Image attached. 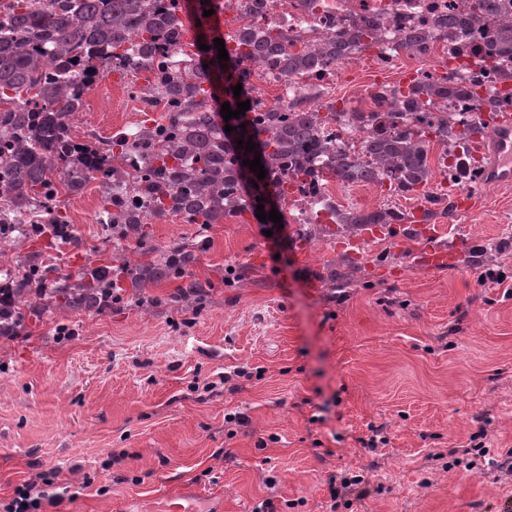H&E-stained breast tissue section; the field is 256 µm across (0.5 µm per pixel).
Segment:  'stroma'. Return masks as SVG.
Segmentation results:
<instances>
[{
	"instance_id": "obj_1",
	"label": "stroma",
	"mask_w": 512,
	"mask_h": 512,
	"mask_svg": "<svg viewBox=\"0 0 512 512\" xmlns=\"http://www.w3.org/2000/svg\"><path fill=\"white\" fill-rule=\"evenodd\" d=\"M442 62L406 55L383 70L364 52L329 97L365 111L372 93ZM161 115L103 76L70 132L102 146ZM448 180L435 170L432 222L463 244L457 267L413 265L422 240L409 230L354 257L333 224L287 223L270 239L247 214L207 226L177 216L145 225L143 247L178 240L197 262L142 297L123 241L98 221L99 183L60 194L51 208L69 242L49 229L16 237L0 246V271L20 256L52 281L108 266L122 300L102 313L28 309L18 336L0 337V501L51 467L64 496L42 512H160L183 491L214 512L267 498L275 512H512V187L460 182L479 197L458 220L440 193ZM327 189L344 210L405 213L419 198ZM333 262L347 282L329 281ZM488 267L502 283L479 281ZM191 284L190 308L171 303ZM197 379L213 390H194ZM340 473L363 476L367 496L331 497Z\"/></svg>"
}]
</instances>
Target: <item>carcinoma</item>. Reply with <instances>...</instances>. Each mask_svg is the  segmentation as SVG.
I'll return each mask as SVG.
<instances>
[{
	"mask_svg": "<svg viewBox=\"0 0 512 512\" xmlns=\"http://www.w3.org/2000/svg\"><path fill=\"white\" fill-rule=\"evenodd\" d=\"M0 0V243L13 234L33 232L42 214L61 192L77 194L92 180L100 181L105 205L99 214L131 244V253L146 257L125 260L132 283L140 287L180 273L195 261L192 247L173 243L156 255L142 251L144 224L169 215L185 216L192 224H220L227 215L247 209L246 200L224 203V181L240 178L230 148L240 139H252L253 153L267 169L296 176L314 175L310 165L320 156H331L332 165L319 172V180L341 185L371 183L388 186L402 195L428 185L430 137L464 145L475 130L471 113L445 112L437 124L419 127L412 123L426 108L447 102L464 103L478 98L481 77L501 89L479 98L478 108L495 111L512 97V16L497 0H479L476 11L448 12L438 22L460 36L487 24L490 36L480 49V59L432 82L414 80L407 86L383 89L372 95L375 110L390 106L405 125L391 133L379 129L363 140L372 164L363 166L341 154L321 133L325 117L313 109L281 113L267 111L261 119L232 118L229 135L214 123L204 85L211 82L213 67L186 50V24L177 8L155 0ZM262 4L245 6L244 25L228 40L229 60L223 62L224 82L233 78L236 58L272 59L281 75L300 78L328 60L348 61L373 46V26H353L316 43L290 39L269 25L255 26ZM408 54L428 57L434 50L424 32L402 37ZM175 46L185 60L173 68L160 58L166 46ZM109 70H148L153 80L143 88V100L153 106L162 101L166 117L132 132L112 137L108 154L75 140L63 144L66 119L79 111L96 79ZM245 127H240V124ZM336 222L349 234L370 224H398L404 214L389 207L370 212L332 209ZM23 274L10 276L8 312L0 311V336L17 332L21 308L51 303L85 311H102L112 303V277L90 266L77 276L67 275L46 292L32 288L40 277L31 259H16Z\"/></svg>",
	"mask_w": 512,
	"mask_h": 512,
	"instance_id": "cac0c4a2",
	"label": "carcinoma"
}]
</instances>
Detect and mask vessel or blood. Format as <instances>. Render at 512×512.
I'll list each match as a JSON object with an SVG mask.
<instances>
[{"label":"vessel or blood","mask_w":512,"mask_h":512,"mask_svg":"<svg viewBox=\"0 0 512 512\" xmlns=\"http://www.w3.org/2000/svg\"><path fill=\"white\" fill-rule=\"evenodd\" d=\"M478 129L469 142V152L479 170L480 185H512V108L503 107L496 112L479 114ZM425 204H418L408 216L417 225L424 242L418 253V266L441 270L455 266L457 247L441 241L437 227L424 224Z\"/></svg>","instance_id":"1"}]
</instances>
